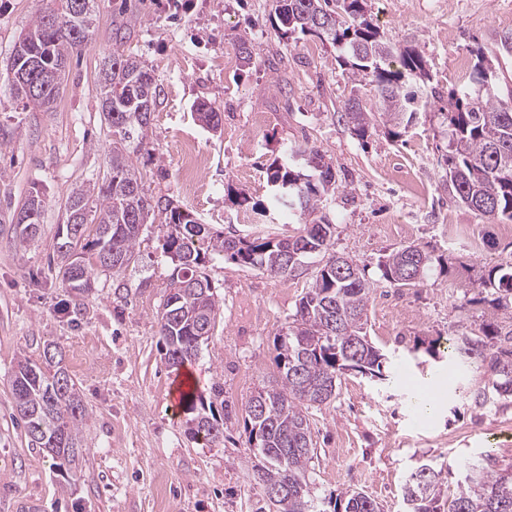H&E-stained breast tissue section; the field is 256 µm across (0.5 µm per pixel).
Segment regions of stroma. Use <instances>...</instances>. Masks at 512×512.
Wrapping results in <instances>:
<instances>
[{
    "label": "stroma",
    "mask_w": 512,
    "mask_h": 512,
    "mask_svg": "<svg viewBox=\"0 0 512 512\" xmlns=\"http://www.w3.org/2000/svg\"><path fill=\"white\" fill-rule=\"evenodd\" d=\"M97 0L90 40L72 58L53 108L39 112L12 98L6 62L42 0H0V512H253L258 491L249 482L253 456L236 420L252 393L278 376L273 338L291 322L315 272L275 278L221 257L205 271L220 316L207 347L190 368L191 384L209 394L224 417L223 440L190 437L187 413L173 403L177 373L164 359L157 324L172 263L162 250L166 227L144 226L136 261L112 276L96 273L91 293L64 288L48 260L72 189L106 172L112 135L99 109L102 57L120 50L142 61L160 89L147 144L135 165L147 196L169 199L201 223L237 237L297 235L298 221L268 209L269 165L290 148L317 150L336 174V189L318 203L334 224L333 248L364 268L377 287L368 330L386 355L383 376L346 374L335 401L310 411L318 457L312 463L318 498L359 488L383 512H405L403 489L418 465L448 470L447 490L465 473L458 461L492 450L498 467H512V397L486 408L469 391L478 376L440 350L414 343L501 320L481 276L512 265V235L504 221L486 220L449 195L441 167L448 129L441 114L461 86L457 57L487 49L512 99V0H367L384 38L418 46L430 75L427 105L409 128L392 134L375 124L357 136L343 120L357 88L342 48L315 34L281 36L276 0ZM207 103L221 116L218 130L199 118ZM199 159L194 185L182 178V141ZM45 198L41 233L17 243L16 215L29 192ZM245 194L247 204L229 200ZM465 227L462 235L453 234ZM415 244L446 258L422 286L382 282L378 262ZM59 344L90 410L77 473H60L46 453L29 447L15 414L11 379L20 355L38 358ZM443 386L433 414L418 407L428 388Z\"/></svg>",
    "instance_id": "1"
}]
</instances>
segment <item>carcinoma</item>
<instances>
[{
    "instance_id": "cac0c4a2",
    "label": "carcinoma",
    "mask_w": 512,
    "mask_h": 512,
    "mask_svg": "<svg viewBox=\"0 0 512 512\" xmlns=\"http://www.w3.org/2000/svg\"><path fill=\"white\" fill-rule=\"evenodd\" d=\"M78 0H48L15 43L6 67L14 98L32 105L30 85H36V108L48 111L63 86L70 58L87 44L91 28L76 17ZM281 35L316 34L346 50L355 80L374 87L370 106L355 96L343 116L360 137L380 120L395 128L408 127L419 110L412 81L426 73L423 56L415 46L396 47L384 41L367 15L366 0H278ZM471 84L448 95V151L444 159L448 190L473 212L488 218L512 220V106L496 98V72L482 49ZM97 81L104 121L116 140L108 170L102 179L71 192L66 213L81 214L79 224H60L54 254L61 283L79 293L91 290L94 271L110 272L114 291L124 284L118 277L135 261L140 229L164 215L167 228L163 252L173 263L166 296L157 312L159 333L170 368L178 370L195 361L213 336L219 313L214 286L205 273L206 254L194 247V238L210 251L244 268H259L279 275L285 258L296 256L288 268L294 276L318 260L315 280L299 299L293 321L273 339L278 387L261 388L244 408L243 431L248 450L257 463L252 479L260 488L263 505L256 512H317L311 494V463L317 457L309 409L336 399L338 382L351 369L369 378H382L385 355L368 333V307L374 283L351 258L332 251L334 225L323 219L304 224L288 238H240L211 231L195 215L160 199L148 197L132 156L145 145L151 115L160 89L145 65L119 51L103 58ZM308 155L314 173L296 170L292 158L274 161L268 168L271 201L293 215H310L321 194L335 185V176L318 153ZM22 208L41 224L45 200L40 191L29 194ZM346 271L339 272V259ZM437 258L416 245L393 249L380 263L381 278L393 288L424 284ZM481 286L495 290V300L512 309V270L498 266L488 271ZM448 352L489 375L488 383L471 389L475 406L483 408L498 397H512V316L508 324L487 323L471 336L448 337ZM16 411L25 427L28 444L46 452L53 466L70 471L83 454L81 430L90 412L79 393L60 346L48 343L34 360L17 358L12 378ZM182 405L190 414V434L214 441L212 430L224 428L213 404L193 393ZM458 490L444 494V470H430L406 483L407 512H512V471L497 468L491 453L484 464L472 465ZM288 484L271 500L265 490ZM333 512H380L379 504L363 491L348 490L333 504Z\"/></svg>"
}]
</instances>
